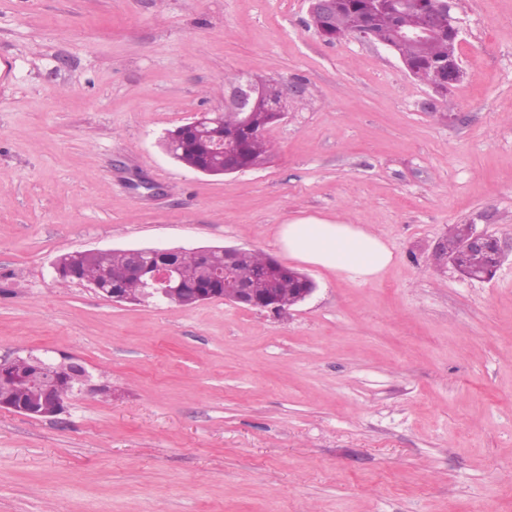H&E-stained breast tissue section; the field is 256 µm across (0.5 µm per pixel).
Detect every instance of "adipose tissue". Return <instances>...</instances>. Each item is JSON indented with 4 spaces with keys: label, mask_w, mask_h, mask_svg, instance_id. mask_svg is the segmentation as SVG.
I'll return each instance as SVG.
<instances>
[{
    "label": "adipose tissue",
    "mask_w": 512,
    "mask_h": 512,
    "mask_svg": "<svg viewBox=\"0 0 512 512\" xmlns=\"http://www.w3.org/2000/svg\"><path fill=\"white\" fill-rule=\"evenodd\" d=\"M274 240L289 259L370 282L394 262V253L368 227L308 217L278 225Z\"/></svg>",
    "instance_id": "adipose-tissue-1"
}]
</instances>
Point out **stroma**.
I'll return each instance as SVG.
<instances>
[{
	"label": "stroma",
	"mask_w": 512,
	"mask_h": 512,
	"mask_svg": "<svg viewBox=\"0 0 512 512\" xmlns=\"http://www.w3.org/2000/svg\"><path fill=\"white\" fill-rule=\"evenodd\" d=\"M460 2L439 99L384 47L321 38L305 0H0V360L109 388L0 411V512H512V0ZM232 74L303 91L266 165L202 175L160 140ZM309 216L394 264L304 266L316 290L279 317L52 274L92 248L276 258ZM452 224L510 245L492 279L437 263Z\"/></svg>",
	"instance_id": "obj_1"
}]
</instances>
